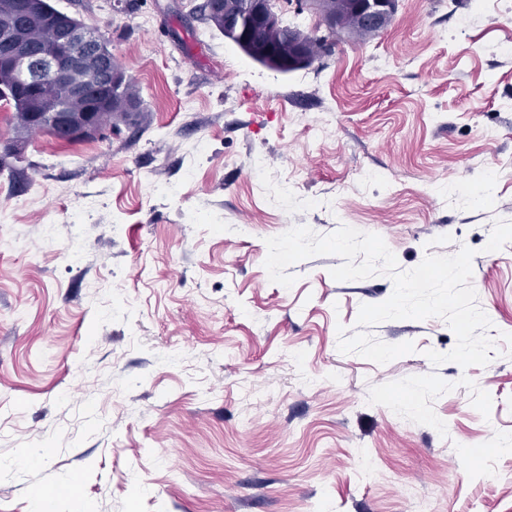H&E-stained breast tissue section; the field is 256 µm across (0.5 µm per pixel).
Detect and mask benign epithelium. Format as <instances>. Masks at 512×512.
<instances>
[{
  "mask_svg": "<svg viewBox=\"0 0 512 512\" xmlns=\"http://www.w3.org/2000/svg\"><path fill=\"white\" fill-rule=\"evenodd\" d=\"M249 9L256 28H268L276 18L270 0H249ZM8 10L27 28L46 17L44 0H12ZM3 40L11 49L0 55V65L18 77L13 92L33 124L78 140L107 136L88 103L94 90L103 99L112 92V68L104 65L99 32L59 13L50 35L38 38L31 54L21 48L13 25L3 28Z\"/></svg>",
  "mask_w": 512,
  "mask_h": 512,
  "instance_id": "obj_1",
  "label": "benign epithelium"
}]
</instances>
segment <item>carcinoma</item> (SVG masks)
I'll return each instance as SVG.
<instances>
[{
	"mask_svg": "<svg viewBox=\"0 0 512 512\" xmlns=\"http://www.w3.org/2000/svg\"><path fill=\"white\" fill-rule=\"evenodd\" d=\"M390 2L392 0H314V6L325 25L334 27L341 24L349 29V34L364 39L371 32L360 26V19L367 14L387 9ZM242 11L243 0H215L213 4H198L194 18L219 31L254 61L282 73L307 67L321 57L323 46L320 41L327 40V37L313 35L281 19L275 25L257 31L246 20L236 28L227 27L226 17ZM257 36L278 48L282 55L273 62L257 58L252 51L253 39ZM140 112V93L131 83L126 82L119 89L112 90V111L101 113L100 120L109 127L120 122L135 125L139 121Z\"/></svg>",
	"mask_w": 512,
	"mask_h": 512,
	"instance_id": "carcinoma-1",
	"label": "carcinoma"
}]
</instances>
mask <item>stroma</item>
<instances>
[{
  "label": "stroma",
  "instance_id": "35a3bbf8",
  "mask_svg": "<svg viewBox=\"0 0 512 512\" xmlns=\"http://www.w3.org/2000/svg\"><path fill=\"white\" fill-rule=\"evenodd\" d=\"M52 2L144 112L13 156L0 101V512H512V0H398L288 73L200 0ZM342 224L403 270L474 250L490 363L433 365L436 317L357 325L393 283L338 256L270 281L266 238Z\"/></svg>",
  "mask_w": 512,
  "mask_h": 512
}]
</instances>
